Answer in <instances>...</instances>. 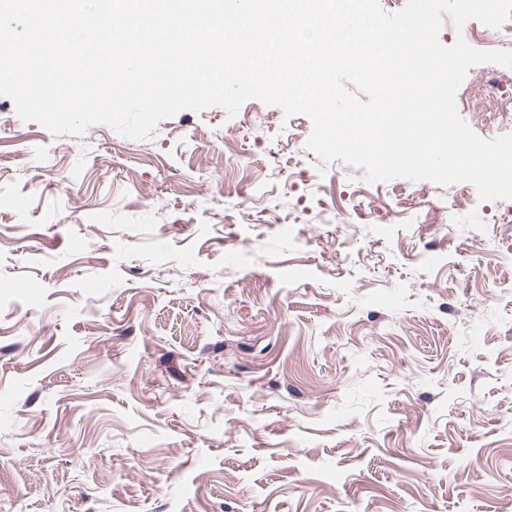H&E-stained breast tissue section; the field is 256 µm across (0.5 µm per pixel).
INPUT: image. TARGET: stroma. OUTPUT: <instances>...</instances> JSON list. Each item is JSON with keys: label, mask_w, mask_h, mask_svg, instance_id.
Wrapping results in <instances>:
<instances>
[{"label": "stroma", "mask_w": 512, "mask_h": 512, "mask_svg": "<svg viewBox=\"0 0 512 512\" xmlns=\"http://www.w3.org/2000/svg\"><path fill=\"white\" fill-rule=\"evenodd\" d=\"M13 108L0 512H512V223L258 100L144 139Z\"/></svg>", "instance_id": "35a3bbf8"}]
</instances>
